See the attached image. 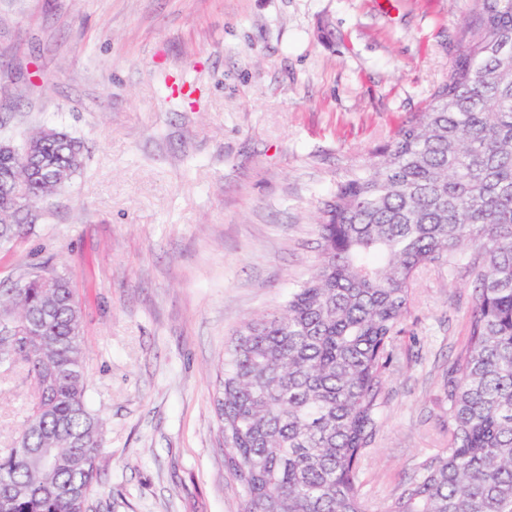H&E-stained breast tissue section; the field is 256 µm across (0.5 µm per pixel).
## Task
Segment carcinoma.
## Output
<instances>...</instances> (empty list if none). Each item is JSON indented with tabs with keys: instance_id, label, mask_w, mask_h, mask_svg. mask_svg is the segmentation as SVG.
I'll return each instance as SVG.
<instances>
[{
	"instance_id": "carcinoma-1",
	"label": "carcinoma",
	"mask_w": 512,
	"mask_h": 512,
	"mask_svg": "<svg viewBox=\"0 0 512 512\" xmlns=\"http://www.w3.org/2000/svg\"><path fill=\"white\" fill-rule=\"evenodd\" d=\"M423 111L322 203L321 254L280 307L245 322L216 397L239 512H512V0L481 3ZM10 149L45 177L0 199V247L32 235L37 204L85 164L81 140L44 127ZM468 253L465 346L448 368V448L381 503L358 484L385 375L422 268ZM0 373L33 384L0 448V512H89L104 423L87 394L81 307L68 277L33 267L0 288Z\"/></svg>"
}]
</instances>
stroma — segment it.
Here are the masks:
<instances>
[{"instance_id":"obj_1","label":"stroma","mask_w":512,"mask_h":512,"mask_svg":"<svg viewBox=\"0 0 512 512\" xmlns=\"http://www.w3.org/2000/svg\"><path fill=\"white\" fill-rule=\"evenodd\" d=\"M478 0H0V140L87 148L0 285L67 274L105 427L92 512H238L215 410L224 349L320 254L322 202L447 79ZM463 264L417 276L361 492L382 503L448 445ZM31 388L0 377V448Z\"/></svg>"}]
</instances>
